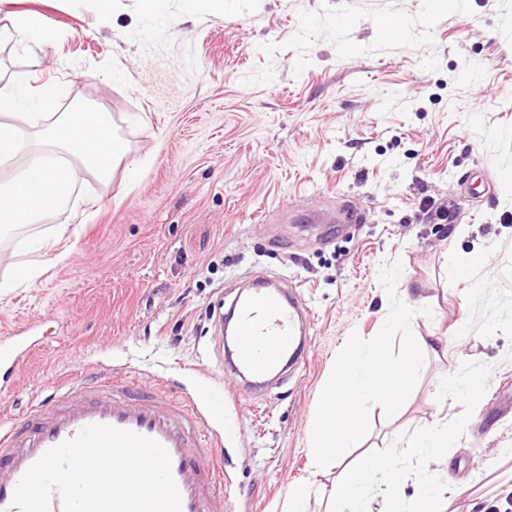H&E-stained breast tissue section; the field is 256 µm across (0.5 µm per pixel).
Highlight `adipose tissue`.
Instances as JSON below:
<instances>
[{"label":"adipose tissue","instance_id":"adipose-tissue-1","mask_svg":"<svg viewBox=\"0 0 512 512\" xmlns=\"http://www.w3.org/2000/svg\"><path fill=\"white\" fill-rule=\"evenodd\" d=\"M5 18L0 45L17 44L34 57L57 38L41 13L9 12ZM56 100L53 88H32L15 79L0 82V156L23 161L0 179V236L54 216L67 205L81 174L110 178L127 153L107 113L86 108L58 113ZM375 479L384 487L380 512H431V480L421 478L415 499L403 503L399 489L405 474L388 455L367 458L343 473L335 512H368L367 493Z\"/></svg>","mask_w":512,"mask_h":512}]
</instances>
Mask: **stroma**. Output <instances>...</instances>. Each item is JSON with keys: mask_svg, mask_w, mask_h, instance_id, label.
I'll return each mask as SVG.
<instances>
[{"mask_svg": "<svg viewBox=\"0 0 512 512\" xmlns=\"http://www.w3.org/2000/svg\"><path fill=\"white\" fill-rule=\"evenodd\" d=\"M182 6L166 0L146 20L139 0H112L103 22L94 0H12L58 37L36 64L0 48V70L61 89L56 111L108 113L129 152L111 179L81 175L64 210L21 230L49 240L71 225L73 253L26 254L40 277L0 296V336L37 322L29 361L0 370V424L95 366L178 399L209 383L224 414L201 434L222 443L225 512H289L297 483L306 512H331L343 466L377 453L405 467L403 502L426 471L434 512H512V195L500 190L512 173V0H234L186 22ZM376 16L403 32L386 39ZM132 162L141 176L128 186ZM476 168L487 191L453 224L419 212L425 197L455 210ZM345 200L368 221L289 219ZM396 261L412 333L436 351L398 413L374 409L363 440L317 467L321 391L347 338L381 330L379 272ZM258 275L296 293L308 350L288 380L249 397L224 370L220 319ZM474 372L476 404L440 399L443 379ZM439 420L453 433L445 458L409 454Z\"/></svg>", "mask_w": 512, "mask_h": 512, "instance_id": "35a3bbf8", "label": "stroma"}]
</instances>
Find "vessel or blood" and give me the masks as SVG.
<instances>
[{"label":"vessel or blood","instance_id":"b4317fda","mask_svg":"<svg viewBox=\"0 0 512 512\" xmlns=\"http://www.w3.org/2000/svg\"><path fill=\"white\" fill-rule=\"evenodd\" d=\"M320 224L362 223L366 213L350 203L316 215ZM302 309L284 300L273 283L253 289L236 312L234 342L238 374L262 379L294 348ZM28 333L12 327L0 340V368L28 356ZM223 406L211 387L200 386L189 402L174 401L164 389L138 387L129 374L87 372L67 387L28 406L9 427H0V512H19L13 505L25 473L46 452L74 439L91 425H107L160 443L168 452L181 512H224L228 485L216 442L201 440L204 413Z\"/></svg>","mask_w":512,"mask_h":512}]
</instances>
